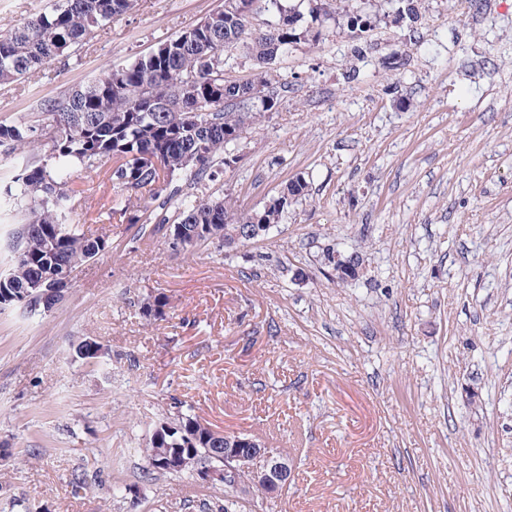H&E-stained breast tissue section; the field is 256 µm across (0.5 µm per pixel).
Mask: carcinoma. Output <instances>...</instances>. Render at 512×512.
<instances>
[{
    "mask_svg": "<svg viewBox=\"0 0 512 512\" xmlns=\"http://www.w3.org/2000/svg\"><path fill=\"white\" fill-rule=\"evenodd\" d=\"M250 0H224L205 17V24L180 32L149 55L121 69L103 68L98 79L68 92L40 100L44 125L0 122V154L14 160L9 192L17 200L13 240L19 255L0 274V296L19 303L25 290L48 281L49 271L75 272L108 247L104 236L79 229L65 188L67 176L80 168L91 176L109 160L113 188L130 202L128 223L156 224L193 238L198 244L233 241L242 231L266 233L280 223L291 200L305 194L307 183L297 179L260 210L237 212L221 198H203L200 186L224 165L228 145L240 137L245 121L272 111L277 98L251 100L246 92L227 90L236 105L208 101L212 86L224 83L225 45L245 46L262 71L248 87L268 86L267 71L290 48L318 37L297 27L295 10L281 0H260L273 20L264 31L251 29L242 11ZM351 33L364 32L368 19L351 0H335ZM135 7V0H54L51 10L14 25L0 24V84L11 83L57 56L69 52L95 31L109 26ZM162 152L164 177L139 165L140 156ZM175 202L181 220L167 223L156 208ZM236 437L202 426L183 413L154 425L143 448L150 473L177 474L191 463L224 465V439Z\"/></svg>",
    "mask_w": 512,
    "mask_h": 512,
    "instance_id": "cac0c4a2",
    "label": "carcinoma"
}]
</instances>
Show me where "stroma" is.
Here are the masks:
<instances>
[{"instance_id": "35a3bbf8", "label": "stroma", "mask_w": 512, "mask_h": 512, "mask_svg": "<svg viewBox=\"0 0 512 512\" xmlns=\"http://www.w3.org/2000/svg\"><path fill=\"white\" fill-rule=\"evenodd\" d=\"M222 3L137 0L0 84V121L40 124V98ZM284 3L320 36L281 58L276 108L201 191L245 212L298 178L308 193L268 235L189 254L128 223L109 166L72 173L82 230L109 246L53 311L0 312V512H200L221 487L146 473L149 429L178 407L287 454V492L247 512H512V0H418L413 29L360 0L358 41ZM329 247L359 254L358 279ZM157 294L166 316L146 321ZM88 336L93 363L73 350Z\"/></svg>"}]
</instances>
